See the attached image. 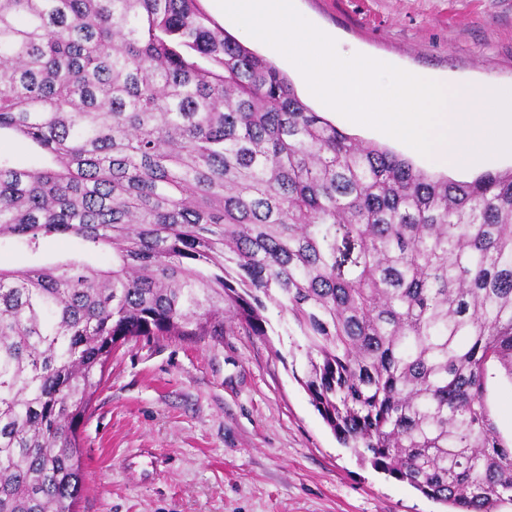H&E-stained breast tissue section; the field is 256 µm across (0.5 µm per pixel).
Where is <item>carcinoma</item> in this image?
<instances>
[{
    "instance_id": "1",
    "label": "carcinoma",
    "mask_w": 512,
    "mask_h": 512,
    "mask_svg": "<svg viewBox=\"0 0 512 512\" xmlns=\"http://www.w3.org/2000/svg\"><path fill=\"white\" fill-rule=\"evenodd\" d=\"M0 512H77L80 427L139 336H302L339 441L455 512L512 501V170L433 178L341 132L200 0H0ZM484 400L502 442L512 448V381L499 364L488 365Z\"/></svg>"
}]
</instances>
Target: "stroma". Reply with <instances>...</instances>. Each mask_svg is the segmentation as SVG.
Listing matches in <instances>:
<instances>
[{
    "label": "stroma",
    "instance_id": "1",
    "mask_svg": "<svg viewBox=\"0 0 512 512\" xmlns=\"http://www.w3.org/2000/svg\"><path fill=\"white\" fill-rule=\"evenodd\" d=\"M340 55L451 83L512 86V0H295ZM267 336L138 337L112 353L80 433V512H449L336 439L300 384L302 342L269 308ZM484 400L512 446V378Z\"/></svg>",
    "mask_w": 512,
    "mask_h": 512
}]
</instances>
